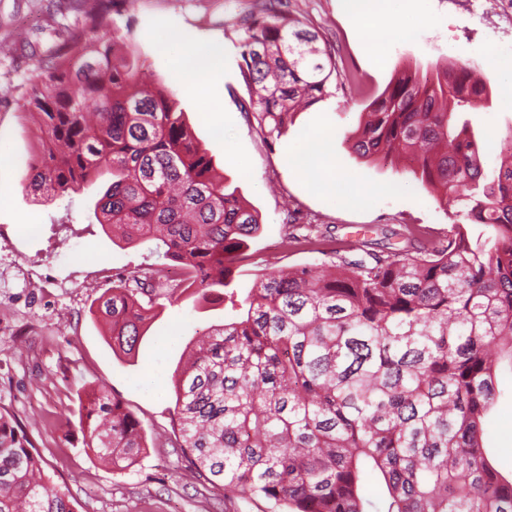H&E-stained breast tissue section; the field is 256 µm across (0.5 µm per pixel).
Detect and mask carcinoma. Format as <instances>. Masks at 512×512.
Here are the masks:
<instances>
[{
    "mask_svg": "<svg viewBox=\"0 0 512 512\" xmlns=\"http://www.w3.org/2000/svg\"><path fill=\"white\" fill-rule=\"evenodd\" d=\"M134 0H70L75 20L20 84L37 122L27 187L45 201L85 192L106 233L147 262L99 298L112 347L136 351L153 292L199 294L235 316L174 373V412L191 462L226 496L285 512H512L482 421L499 365L512 363V156L488 174L469 121L489 95L466 63L397 71L348 137L365 160L404 161L456 215L447 244L278 270L238 295L234 272L258 212L228 190L173 93L141 89L143 61L112 15ZM224 33L239 48L248 111L270 137L342 78L288 0H265ZM95 111H86L88 102ZM87 448L123 469L147 448L140 422L103 385L79 396ZM40 456L0 414V512H74ZM381 502L363 494L368 479Z\"/></svg>",
    "mask_w": 512,
    "mask_h": 512,
    "instance_id": "cac0c4a2",
    "label": "carcinoma"
}]
</instances>
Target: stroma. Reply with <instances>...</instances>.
<instances>
[{
	"label": "stroma",
	"mask_w": 512,
	"mask_h": 512,
	"mask_svg": "<svg viewBox=\"0 0 512 512\" xmlns=\"http://www.w3.org/2000/svg\"><path fill=\"white\" fill-rule=\"evenodd\" d=\"M291 4L307 28L335 48L337 67L354 79L330 83L328 97L298 113L278 138L263 135L253 113L245 111L249 92L241 58L224 34L225 22L258 11L262 0H137L136 11L117 20L133 25L144 83L161 82L174 92L217 172L259 213L262 231L251 240L249 263L236 277L242 288L271 271L327 261L334 250L351 256L361 238L369 250L384 252L407 226L415 230L411 247L446 239L457 222L454 209L440 205L411 173L356 158L346 143L360 112L404 67L427 73L435 63H476L491 89L488 102L470 114L482 160L492 169L512 154V106L502 102L512 72L487 64L491 55L512 59V0H392L406 23L423 13L431 23L379 59L367 44L380 40V32L349 0ZM47 5L0 0V186L9 190L0 204V412L22 427L45 475L68 492L75 512H277L273 501L261 497L224 496L179 446L172 376L187 344L223 324V303L158 296L136 355L113 352L107 327L91 306L120 274L143 263L146 247L112 240L90 212L86 194L44 203L22 183L36 147L17 86L34 56L46 55L56 42ZM168 36L186 64L208 55L220 65L213 103L171 78L172 61L159 48ZM219 127L221 140L215 135ZM318 128L328 133L347 176L345 196L336 204L287 157L292 144ZM228 140L237 156L233 162L224 155ZM290 212L299 223L314 225L311 239L291 242L294 228L285 220ZM18 266L51 274L53 285L17 287ZM497 382L498 399L484 421L485 445L495 469L511 479L512 370L502 369ZM89 383L105 385L144 428L147 448L130 468H114L84 445L78 394Z\"/></svg>",
	"instance_id": "stroma-1"
}]
</instances>
